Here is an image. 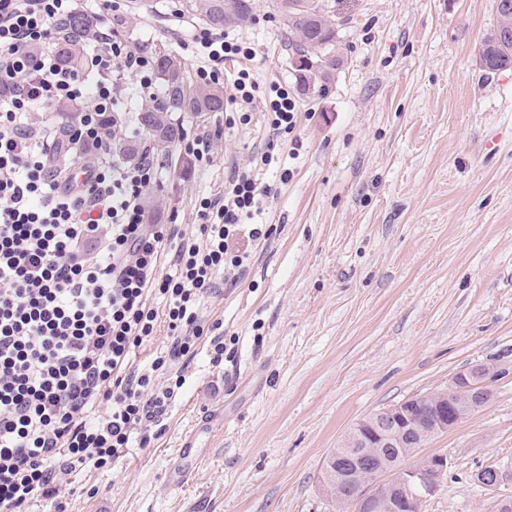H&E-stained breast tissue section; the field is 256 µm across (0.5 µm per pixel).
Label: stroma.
<instances>
[{"label": "stroma", "instance_id": "stroma-1", "mask_svg": "<svg viewBox=\"0 0 512 512\" xmlns=\"http://www.w3.org/2000/svg\"><path fill=\"white\" fill-rule=\"evenodd\" d=\"M336 23L339 65L325 91L302 92L283 0H253L251 21L225 32L251 48L224 63L225 95L247 70L249 124L221 112L185 117L212 137L209 160L181 145L147 187L159 221L197 232L199 201L224 194L236 168L271 193L254 223L239 283L206 298L205 322L234 340L221 366L198 354L170 367L183 388L162 434L104 469L60 477L66 512H343L322 495V464L361 418L444 386L460 370H501L493 397L422 455L450 462L425 512H491L474 479L512 468V68L489 73L478 51L497 0H302ZM118 39L170 54L196 83L187 0H115ZM274 83L296 102L264 166V99ZM193 441V453L177 450Z\"/></svg>", "mask_w": 512, "mask_h": 512}]
</instances>
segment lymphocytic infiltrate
Listing matches in <instances>:
<instances>
[{
	"label": "lymphocytic infiltrate",
	"mask_w": 512,
	"mask_h": 512,
	"mask_svg": "<svg viewBox=\"0 0 512 512\" xmlns=\"http://www.w3.org/2000/svg\"><path fill=\"white\" fill-rule=\"evenodd\" d=\"M80 2L102 7L0 0V86L9 89L0 96V512H29L56 495L59 476L108 467L131 443L145 448L162 433L184 382L160 373L188 365L204 341L210 363L223 362L224 336L219 323L205 325L202 301L245 274L241 241L273 232L243 223L271 189L240 170L223 198L200 200L199 237L147 223L142 193L162 164L148 148L126 163L112 145L140 103L161 104L155 61L104 26L81 67L60 62L55 49ZM196 40L209 60L197 69L206 84L243 52L206 28ZM271 91L266 166L279 161L276 138L296 124L287 88ZM63 105L78 116L54 124L46 111ZM161 320L164 354L136 362Z\"/></svg>",
	"instance_id": "f902f5d3"
}]
</instances>
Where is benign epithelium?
Listing matches in <instances>:
<instances>
[{
	"label": "benign epithelium",
	"instance_id": "1",
	"mask_svg": "<svg viewBox=\"0 0 512 512\" xmlns=\"http://www.w3.org/2000/svg\"><path fill=\"white\" fill-rule=\"evenodd\" d=\"M490 382L486 365L477 364L456 373L447 385L426 393L428 397L436 395L437 400L425 421L414 413L417 396L360 419L341 444L349 453L334 450L325 459L319 476L321 493L341 501L336 471L343 461L356 462L365 449L375 448L381 464L364 475H353L356 489L347 500L351 512H424L425 504L443 486L448 456H428L423 467L407 462V457L417 453L430 437L453 430L471 412L488 404ZM491 471L490 476L478 472L477 482L496 489L512 480L511 469L498 465Z\"/></svg>",
	"mask_w": 512,
	"mask_h": 512
}]
</instances>
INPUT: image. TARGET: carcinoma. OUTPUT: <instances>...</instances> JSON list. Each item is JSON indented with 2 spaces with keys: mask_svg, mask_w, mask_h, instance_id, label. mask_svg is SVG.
Masks as SVG:
<instances>
[{
  "mask_svg": "<svg viewBox=\"0 0 512 512\" xmlns=\"http://www.w3.org/2000/svg\"><path fill=\"white\" fill-rule=\"evenodd\" d=\"M289 29L300 43L299 56L318 64L316 70L296 67L297 81L304 91L315 88L316 83H328L336 71L338 59L331 47L336 39L334 24L314 11L290 6ZM193 9L209 25L222 28L236 22H246L252 15L250 0H194ZM67 38L58 48L61 59L73 64L83 63L82 47L97 30V19L85 13L73 15L66 24ZM512 66V39L502 41L492 54L483 58L482 67L498 71ZM157 72L163 83L162 106H149L139 114V129L145 133L156 149L167 152L184 134L181 115L185 112H219L224 108V94L213 88H191L185 78V65L175 56L163 55L157 59Z\"/></svg>",
  "mask_w": 512,
  "mask_h": 512,
  "instance_id": "1",
  "label": "carcinoma"
}]
</instances>
